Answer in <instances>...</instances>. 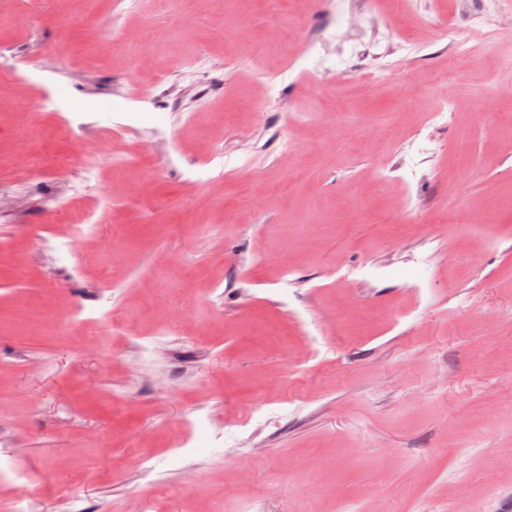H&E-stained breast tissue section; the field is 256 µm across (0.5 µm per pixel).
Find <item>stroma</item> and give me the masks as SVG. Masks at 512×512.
I'll return each instance as SVG.
<instances>
[{
	"label": "stroma",
	"mask_w": 512,
	"mask_h": 512,
	"mask_svg": "<svg viewBox=\"0 0 512 512\" xmlns=\"http://www.w3.org/2000/svg\"><path fill=\"white\" fill-rule=\"evenodd\" d=\"M1 44L0 448L40 512H512L511 12L0 0ZM107 277L108 361L72 316ZM442 36L443 38H448V43L454 45L460 52L465 54L473 53L472 51L477 45L473 33L460 25L448 23V28Z\"/></svg>",
	"instance_id": "stroma-1"
}]
</instances>
